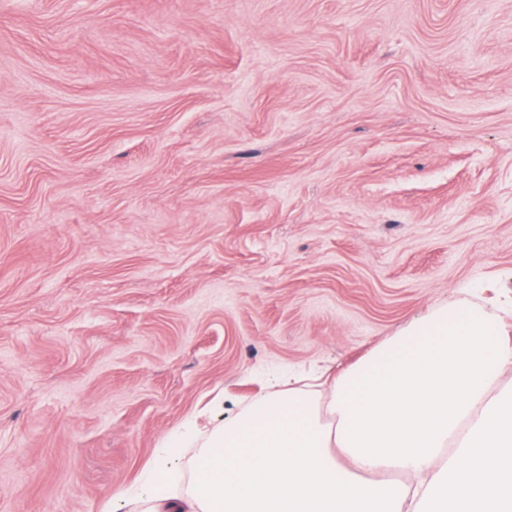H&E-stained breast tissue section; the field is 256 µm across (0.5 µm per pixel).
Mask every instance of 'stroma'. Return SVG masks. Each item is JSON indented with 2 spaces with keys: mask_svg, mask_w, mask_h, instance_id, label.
I'll list each match as a JSON object with an SVG mask.
<instances>
[{
  "mask_svg": "<svg viewBox=\"0 0 512 512\" xmlns=\"http://www.w3.org/2000/svg\"><path fill=\"white\" fill-rule=\"evenodd\" d=\"M509 275L512 0H0V512Z\"/></svg>",
  "mask_w": 512,
  "mask_h": 512,
  "instance_id": "stroma-1",
  "label": "stroma"
}]
</instances>
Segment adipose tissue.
I'll return each instance as SVG.
<instances>
[{"label": "adipose tissue", "mask_w": 512, "mask_h": 512, "mask_svg": "<svg viewBox=\"0 0 512 512\" xmlns=\"http://www.w3.org/2000/svg\"><path fill=\"white\" fill-rule=\"evenodd\" d=\"M512 338L466 298L421 316L330 396L272 391L224 417L143 512H512Z\"/></svg>", "instance_id": "adipose-tissue-1"}]
</instances>
